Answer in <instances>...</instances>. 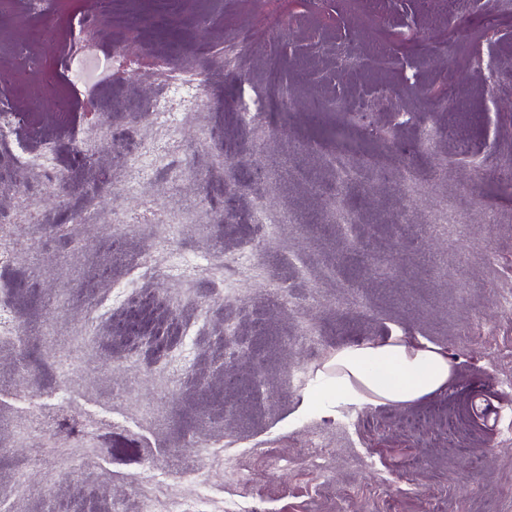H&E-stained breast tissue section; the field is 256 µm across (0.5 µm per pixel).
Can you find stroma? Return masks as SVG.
Listing matches in <instances>:
<instances>
[{
	"instance_id": "1",
	"label": "stroma",
	"mask_w": 512,
	"mask_h": 512,
	"mask_svg": "<svg viewBox=\"0 0 512 512\" xmlns=\"http://www.w3.org/2000/svg\"><path fill=\"white\" fill-rule=\"evenodd\" d=\"M481 2L453 15L444 0H112L95 31L102 81L60 69L68 40L42 37L60 0L0 7V52L24 46L55 71L35 92L0 69L27 119L17 140L53 143L47 165L69 175L61 192L26 169L0 187L15 216L0 223V279L25 342L0 337V512H141L145 498L155 512L174 498L204 512H512V67L489 86L474 63L489 48L512 58V0ZM165 66L198 72L209 107L162 129L141 107L162 92L145 73ZM448 81L445 110L431 93ZM245 95L261 105L249 125ZM115 127L150 154L126 157ZM336 149L369 161L364 182L337 184ZM258 204L267 223L251 221ZM445 204L464 232L431 223ZM340 205L355 225L336 224ZM132 282L164 340L122 322ZM386 336L443 348L447 389L298 415L338 347ZM35 409L38 440L24 430Z\"/></svg>"
}]
</instances>
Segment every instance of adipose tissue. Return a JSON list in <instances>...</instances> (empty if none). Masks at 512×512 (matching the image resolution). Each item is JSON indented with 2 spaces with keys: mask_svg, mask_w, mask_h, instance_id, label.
I'll return each mask as SVG.
<instances>
[{
  "mask_svg": "<svg viewBox=\"0 0 512 512\" xmlns=\"http://www.w3.org/2000/svg\"><path fill=\"white\" fill-rule=\"evenodd\" d=\"M452 372L447 354L429 343L401 336L352 341L318 370L298 411L410 404L445 390Z\"/></svg>",
  "mask_w": 512,
  "mask_h": 512,
  "instance_id": "adipose-tissue-1",
  "label": "adipose tissue"
}]
</instances>
